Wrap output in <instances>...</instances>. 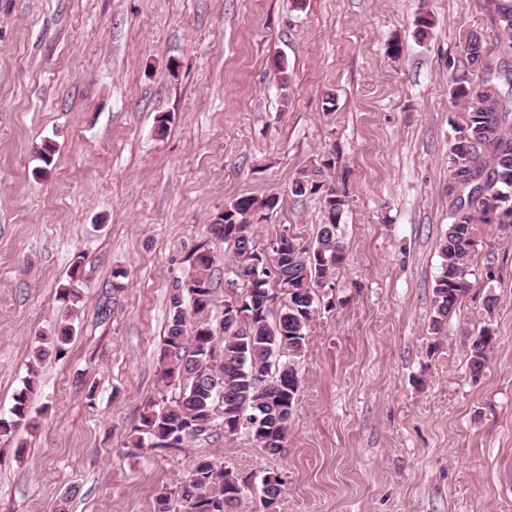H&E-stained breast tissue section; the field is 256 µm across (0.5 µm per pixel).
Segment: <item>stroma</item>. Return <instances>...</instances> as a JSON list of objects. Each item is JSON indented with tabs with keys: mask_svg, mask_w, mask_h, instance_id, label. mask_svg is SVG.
Listing matches in <instances>:
<instances>
[{
	"mask_svg": "<svg viewBox=\"0 0 512 512\" xmlns=\"http://www.w3.org/2000/svg\"><path fill=\"white\" fill-rule=\"evenodd\" d=\"M469 31L512 67L491 0H0V416L35 336L61 321L74 260L86 267L74 338L42 364L35 425L0 442V512L65 497L69 512H155L194 457L255 477L239 512H264L268 474L283 480L274 512H512V226L476 225L478 285L429 330L463 116L449 87ZM325 156L347 193L346 259L322 290L335 303L309 329L281 452L243 431L130 454L163 389L173 283L202 244L216 285L233 263L213 217L274 193L257 240L285 230L312 246L322 196L290 187ZM484 326L475 378L463 334Z\"/></svg>",
	"mask_w": 512,
	"mask_h": 512,
	"instance_id": "stroma-1",
	"label": "stroma"
}]
</instances>
